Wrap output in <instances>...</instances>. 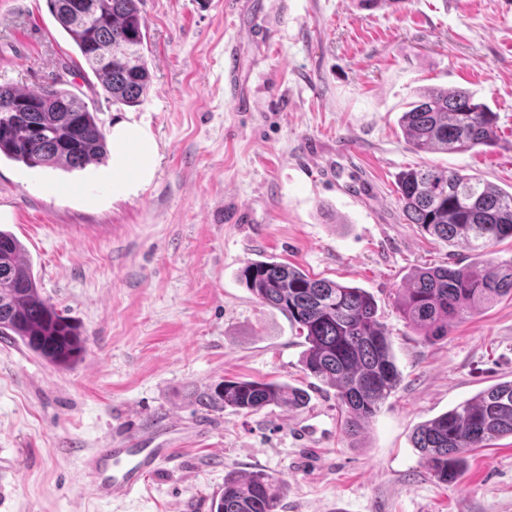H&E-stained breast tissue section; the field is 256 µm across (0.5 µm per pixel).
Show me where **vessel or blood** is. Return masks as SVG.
Here are the masks:
<instances>
[{
	"label": "vessel or blood",
	"mask_w": 512,
	"mask_h": 512,
	"mask_svg": "<svg viewBox=\"0 0 512 512\" xmlns=\"http://www.w3.org/2000/svg\"><path fill=\"white\" fill-rule=\"evenodd\" d=\"M178 425L171 419L153 422L148 431H136L102 442L82 452L83 469L90 477L92 495L99 500L139 493L161 463L173 460L171 435Z\"/></svg>",
	"instance_id": "1"
}]
</instances>
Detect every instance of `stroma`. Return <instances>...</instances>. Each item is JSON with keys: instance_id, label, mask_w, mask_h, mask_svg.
Returning a JSON list of instances; mask_svg holds the SVG:
<instances>
[{"instance_id": "stroma-1", "label": "stroma", "mask_w": 512, "mask_h": 512, "mask_svg": "<svg viewBox=\"0 0 512 512\" xmlns=\"http://www.w3.org/2000/svg\"><path fill=\"white\" fill-rule=\"evenodd\" d=\"M151 85L112 103L90 69L71 91L105 128L146 127L151 180L124 195L111 161L64 171L0 160V229L86 352L58 369L0 338V512H210L224 470L284 480L277 512H512V439L441 482L419 425L512 380V301L425 343L395 292L422 267L469 263L406 223L396 178L437 165L512 189V0H143ZM47 0H0V84L37 90L77 57ZM466 89L497 143L422 152L399 117L416 91ZM272 259L374 295L401 381L359 436L335 389L302 370L287 318L239 280ZM304 389V406L205 409L223 379ZM186 439L139 494L95 499L76 454L157 415Z\"/></svg>"}]
</instances>
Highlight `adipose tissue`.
Masks as SVG:
<instances>
[{"instance_id": "adipose-tissue-1", "label": "adipose tissue", "mask_w": 512, "mask_h": 512, "mask_svg": "<svg viewBox=\"0 0 512 512\" xmlns=\"http://www.w3.org/2000/svg\"><path fill=\"white\" fill-rule=\"evenodd\" d=\"M112 186L120 192L147 183L153 176L157 145L150 132L135 122L112 128Z\"/></svg>"}]
</instances>
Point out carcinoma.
<instances>
[{
    "mask_svg": "<svg viewBox=\"0 0 512 512\" xmlns=\"http://www.w3.org/2000/svg\"><path fill=\"white\" fill-rule=\"evenodd\" d=\"M112 103L134 106L150 87L142 0H47ZM57 75L38 91L0 84V157L28 167L72 171L106 159L107 139L97 113ZM418 151L461 152L492 146L499 113L465 90L427 89L402 115ZM399 200L408 223L450 244L475 251L470 263L420 268L397 289L396 310L432 344L480 309L512 299V259L484 260L488 245L512 238V191L438 166L403 171ZM263 305L288 318L304 338L302 369L336 389L343 431H360L395 392L400 372L388 329L367 290L309 276L274 260L255 261L241 274ZM20 340L42 360L73 366L86 350L80 328L44 298L23 244L0 229V337ZM307 392L285 383L224 379L198 399L204 408L251 413L269 405L300 407ZM512 438V381L480 391L420 425L413 437L429 474L443 482L460 475L464 455ZM285 483L263 471L224 475L211 512H277Z\"/></svg>",
    "mask_w": 512,
    "mask_h": 512,
    "instance_id": "1",
    "label": "carcinoma"
}]
</instances>
